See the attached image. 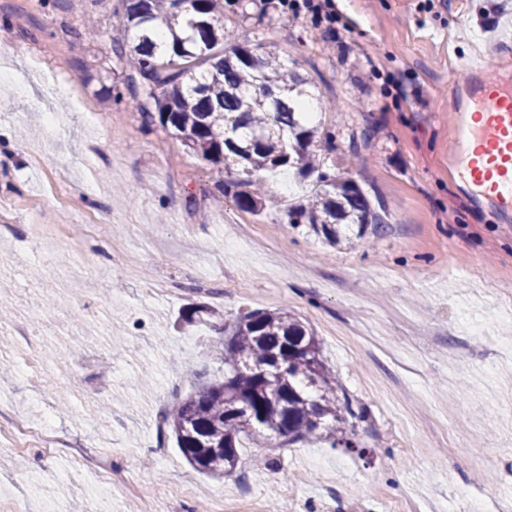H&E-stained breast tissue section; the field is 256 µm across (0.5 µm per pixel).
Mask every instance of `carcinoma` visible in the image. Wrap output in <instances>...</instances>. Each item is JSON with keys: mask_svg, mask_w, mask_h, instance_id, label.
Here are the masks:
<instances>
[{"mask_svg": "<svg viewBox=\"0 0 512 512\" xmlns=\"http://www.w3.org/2000/svg\"><path fill=\"white\" fill-rule=\"evenodd\" d=\"M120 36L112 52L128 58L130 94L153 101L147 125L159 124L188 151L235 178L217 185L237 207L263 208L260 172L293 167L318 172L312 200L287 211L334 247L346 231L382 229L371 201L351 179L322 170L317 151L330 134L303 110L306 78L282 64L270 48L254 56L242 46L224 49V0H120ZM187 324L203 322L226 333L223 377L202 382L160 414L177 447L198 473H235L246 437L265 448L308 439L356 448L340 406L339 383L312 330L286 312L246 311L229 326L205 304L185 310Z\"/></svg>", "mask_w": 512, "mask_h": 512, "instance_id": "obj_1", "label": "carcinoma"}]
</instances>
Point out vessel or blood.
<instances>
[{"label":"vessel or blood","mask_w":512,"mask_h":512,"mask_svg":"<svg viewBox=\"0 0 512 512\" xmlns=\"http://www.w3.org/2000/svg\"><path fill=\"white\" fill-rule=\"evenodd\" d=\"M486 66L471 58L459 80L458 150L449 169L465 177L476 196L512 214V82L487 79Z\"/></svg>","instance_id":"b4317fda"}]
</instances>
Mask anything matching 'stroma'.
Instances as JSON below:
<instances>
[{
	"label": "stroma",
	"instance_id": "obj_1",
	"mask_svg": "<svg viewBox=\"0 0 512 512\" xmlns=\"http://www.w3.org/2000/svg\"><path fill=\"white\" fill-rule=\"evenodd\" d=\"M117 0H0V302L38 312L39 345L0 350V428L50 418L104 453L4 450L0 506L25 512H472L512 504V216L448 171L451 89L481 55L512 72V0H329L292 15L224 0L231 42L276 47L311 80L332 135L326 171L381 207L383 232L332 247L286 212L314 178L264 180L252 214L213 198L223 175L144 126L111 51ZM52 74L72 87L42 90ZM372 130L363 144V130ZM89 240H80L85 225ZM283 309L314 330L354 409V453L318 441L258 448L220 479L195 472L164 408L221 377L223 338L179 329L189 304ZM69 393L67 411L59 396Z\"/></svg>",
	"mask_w": 512,
	"mask_h": 512
}]
</instances>
